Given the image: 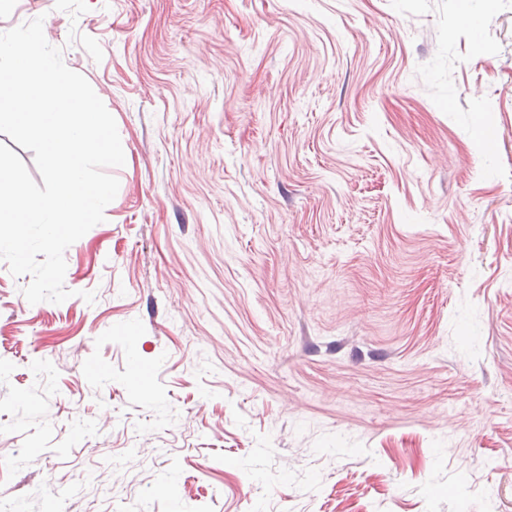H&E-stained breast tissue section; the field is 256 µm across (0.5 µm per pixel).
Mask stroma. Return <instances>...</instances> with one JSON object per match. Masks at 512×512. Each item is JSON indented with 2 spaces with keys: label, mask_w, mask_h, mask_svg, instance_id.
Segmentation results:
<instances>
[{
  "label": "stroma",
  "mask_w": 512,
  "mask_h": 512,
  "mask_svg": "<svg viewBox=\"0 0 512 512\" xmlns=\"http://www.w3.org/2000/svg\"><path fill=\"white\" fill-rule=\"evenodd\" d=\"M39 16L125 163L70 298L0 262L7 502L512 512V0Z\"/></svg>",
  "instance_id": "35a3bbf8"
}]
</instances>
